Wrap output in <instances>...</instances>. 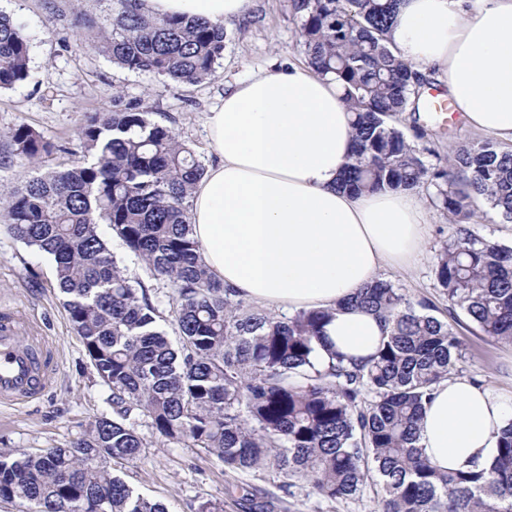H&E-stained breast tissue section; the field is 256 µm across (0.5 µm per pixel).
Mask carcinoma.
I'll use <instances>...</instances> for the list:
<instances>
[{
	"instance_id": "carcinoma-1",
	"label": "carcinoma",
	"mask_w": 512,
	"mask_h": 512,
	"mask_svg": "<svg viewBox=\"0 0 512 512\" xmlns=\"http://www.w3.org/2000/svg\"><path fill=\"white\" fill-rule=\"evenodd\" d=\"M397 0H291L307 64L339 85L353 120V162L339 187L359 193L436 188L453 232L435 276L450 309L487 337L512 342V247L471 228L479 205L512 223V151L473 144L428 164L394 124L419 111L423 77L395 54L388 24ZM224 28L203 19L150 17L115 0L112 30L91 48L123 69L179 84L211 79ZM29 76V40L0 13V92ZM8 137L35 162L56 146L26 124ZM68 166L0 196L14 236L54 263L58 292L102 383L112 415L64 447L0 450V501L18 512H169L139 493L117 465L159 437L212 454L232 472L270 467L328 501L370 490L377 512H512V420L485 465L443 472L417 446L436 386L459 374L462 343L427 302L379 279L346 303L384 322L376 352H339L320 365L327 310L291 316L257 309L202 264L187 199L205 175L193 149L132 102L87 116ZM105 225L175 296L179 344L141 283L121 268Z\"/></svg>"
}]
</instances>
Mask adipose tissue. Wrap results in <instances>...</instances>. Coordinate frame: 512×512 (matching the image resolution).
<instances>
[{
	"label": "adipose tissue",
	"mask_w": 512,
	"mask_h": 512,
	"mask_svg": "<svg viewBox=\"0 0 512 512\" xmlns=\"http://www.w3.org/2000/svg\"><path fill=\"white\" fill-rule=\"evenodd\" d=\"M400 0L388 37L434 80L465 124L512 140V0ZM254 0H142L154 17L246 18ZM353 115L335 82L309 66L259 70L237 81L207 118L216 157L190 195L193 234L209 273L246 301L291 314L331 309L325 342L354 361L386 329L343 309L384 267L409 265L425 243L428 210L410 191L354 193L337 182L352 157ZM512 402L463 377L441 382L419 424L430 461L457 470L492 458Z\"/></svg>",
	"instance_id": "1"
}]
</instances>
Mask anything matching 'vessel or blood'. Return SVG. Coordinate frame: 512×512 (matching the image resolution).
<instances>
[{"label":"vessel or blood","mask_w":512,"mask_h":512,"mask_svg":"<svg viewBox=\"0 0 512 512\" xmlns=\"http://www.w3.org/2000/svg\"><path fill=\"white\" fill-rule=\"evenodd\" d=\"M25 326L13 313H0V402L18 403L44 394L56 369L53 347L33 336L22 340Z\"/></svg>","instance_id":"vessel-or-blood-1"}]
</instances>
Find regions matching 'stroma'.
I'll list each match as a JSON object with an SVG mask.
<instances>
[{
	"instance_id": "obj_1",
	"label": "stroma",
	"mask_w": 512,
	"mask_h": 512,
	"mask_svg": "<svg viewBox=\"0 0 512 512\" xmlns=\"http://www.w3.org/2000/svg\"><path fill=\"white\" fill-rule=\"evenodd\" d=\"M253 15L225 28L224 57L212 80L183 85L150 73L132 72L93 51L89 26L112 20V0H0V12L21 24L29 39V76L0 92V195L38 172L62 168L76 147L88 114L111 110L114 97L134 101L140 110L170 126L210 165L205 122L218 107L228 83L252 70L301 64L305 54L300 24L289 0H256ZM27 124L57 147L48 157L28 164L14 155L10 129ZM423 251L411 266L386 267L380 276L405 288L413 300L428 299L438 316L452 325L464 343L462 374L490 385L504 399L512 398V343L484 336L463 312H449L448 300L435 277V254L450 233L448 217L430 206ZM108 246L120 267L150 290L164 326H171L175 304L171 290L155 280L144 263L115 235ZM30 321L46 336L57 355L48 393L16 406L0 405V448L36 453L62 447L82 435L94 420L110 412L109 389L91 365L74 332L57 291L52 260L17 240L0 218V308ZM139 431L148 443L145 456L123 466V476L144 496L164 503L169 512H197L206 500L220 501L224 512H243L231 491L254 493L252 512H374L372 492L355 500L327 501L305 484L284 489V480L270 471L231 473L213 455L164 441L149 422Z\"/></svg>"
}]
</instances>
